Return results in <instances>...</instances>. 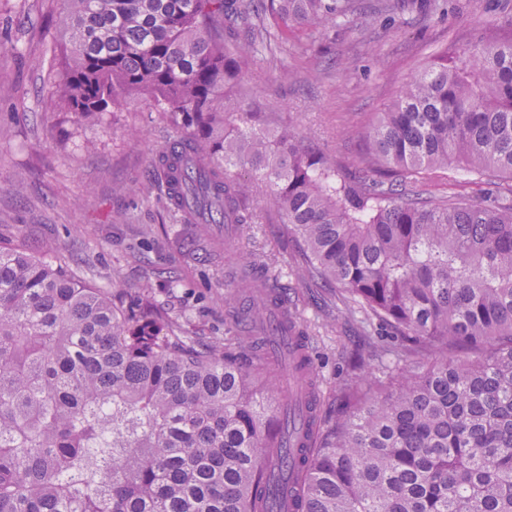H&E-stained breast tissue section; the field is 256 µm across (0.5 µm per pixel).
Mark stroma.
Masks as SVG:
<instances>
[{
  "instance_id": "35a3bbf8",
  "label": "stroma",
  "mask_w": 512,
  "mask_h": 512,
  "mask_svg": "<svg viewBox=\"0 0 512 512\" xmlns=\"http://www.w3.org/2000/svg\"><path fill=\"white\" fill-rule=\"evenodd\" d=\"M61 0H0V240L51 249L83 280L149 294L184 336L234 334L224 307L225 251L244 252L266 271L307 341L321 415L337 412L338 388L355 366L379 370L384 328L361 336L332 320V294L309 288L298 272V239L261 193L245 203L251 231L232 226L201 234L166 198L154 158L176 134L167 114L136 98L128 110L77 124L49 99L60 72L52 46L64 44ZM512 41V0H427L423 11L356 12L336 27L289 26L258 43L242 64L236 97L265 129L294 131L303 146L361 167L362 135L426 65L477 44ZM417 190L450 199L512 204V178L487 179L457 163L410 176Z\"/></svg>"
}]
</instances>
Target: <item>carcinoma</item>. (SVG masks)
I'll list each match as a JSON object with an SVG mask.
<instances>
[{
    "mask_svg": "<svg viewBox=\"0 0 512 512\" xmlns=\"http://www.w3.org/2000/svg\"><path fill=\"white\" fill-rule=\"evenodd\" d=\"M54 95L79 121L142 95L177 137L156 159L194 224H240L247 187L301 238L302 267L334 283L363 323L388 329L377 376L347 384L321 428L310 360L279 357L293 327L240 255L228 264L247 334L222 350L174 333L142 302L0 245V512H268L286 463L279 415L298 403L286 512H512V206L410 193L405 175L450 162L512 179V41L478 44L411 77L365 136L371 176L288 130L269 138L232 95L239 55L224 22L259 40L265 20L320 27L355 0H64ZM464 346L475 360H450ZM293 383L262 398L258 385Z\"/></svg>",
    "mask_w": 512,
    "mask_h": 512,
    "instance_id": "1",
    "label": "carcinoma"
}]
</instances>
